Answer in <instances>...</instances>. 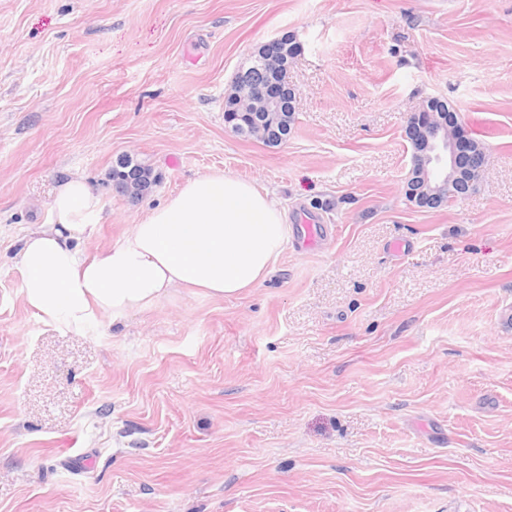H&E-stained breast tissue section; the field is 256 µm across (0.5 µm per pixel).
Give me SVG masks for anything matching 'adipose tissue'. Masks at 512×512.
<instances>
[{"label": "adipose tissue", "mask_w": 512, "mask_h": 512, "mask_svg": "<svg viewBox=\"0 0 512 512\" xmlns=\"http://www.w3.org/2000/svg\"><path fill=\"white\" fill-rule=\"evenodd\" d=\"M50 211V221L23 238L18 272L26 303L66 332L85 331L103 314L119 318L153 308L181 288L238 295L270 274L288 241L285 211L269 193L221 170L186 181L120 243L90 260L78 242L100 220L99 188L68 173Z\"/></svg>", "instance_id": "ef3b65f1"}]
</instances>
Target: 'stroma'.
<instances>
[{"label": "stroma", "mask_w": 512, "mask_h": 512, "mask_svg": "<svg viewBox=\"0 0 512 512\" xmlns=\"http://www.w3.org/2000/svg\"><path fill=\"white\" fill-rule=\"evenodd\" d=\"M285 33L298 103L269 147L224 97ZM432 97L488 162L427 210L404 130ZM121 154L160 178L134 202ZM214 169L285 207L259 285L79 334L25 303L63 172L101 189L90 258ZM0 512H512V0H0Z\"/></svg>", "instance_id": "stroma-1"}]
</instances>
